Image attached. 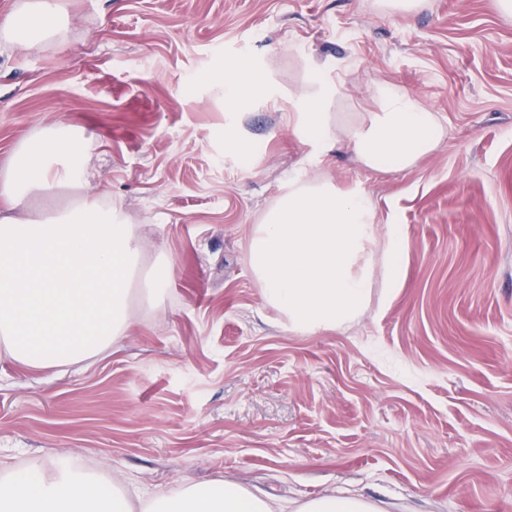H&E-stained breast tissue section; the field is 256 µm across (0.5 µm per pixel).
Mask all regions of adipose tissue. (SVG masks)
<instances>
[{
	"label": "adipose tissue",
	"mask_w": 512,
	"mask_h": 512,
	"mask_svg": "<svg viewBox=\"0 0 512 512\" xmlns=\"http://www.w3.org/2000/svg\"><path fill=\"white\" fill-rule=\"evenodd\" d=\"M61 0H17L0 25V42L31 49L61 39ZM339 89L313 77L290 97L293 132L315 161L349 149L371 171L402 170L431 152L442 128L427 106L391 86H377L373 108L351 122L331 108ZM81 133L61 122L24 142L0 172V360L32 369L61 368L105 355L128 329L138 299L160 306L171 278L154 262L147 287L133 278L142 263L131 225L111 204L83 193ZM70 191L62 208L39 212L36 199ZM377 214L354 185L300 173L254 226L248 263L267 307L291 330L318 333L368 307L376 268L388 287L401 283L398 225L379 235ZM241 485L213 481L166 496L130 494L119 479L35 459L0 465V512H274Z\"/></svg>",
	"instance_id": "1"
}]
</instances>
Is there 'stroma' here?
I'll return each mask as SVG.
<instances>
[{
    "label": "stroma",
    "instance_id": "1",
    "mask_svg": "<svg viewBox=\"0 0 512 512\" xmlns=\"http://www.w3.org/2000/svg\"><path fill=\"white\" fill-rule=\"evenodd\" d=\"M62 43L0 49V168L58 122L85 132V191L166 256L160 308L111 352L0 361V460L77 459L149 491L227 480L293 512L336 493L388 512H512V17L496 0H74ZM251 66L265 93L224 107ZM351 120L376 86L444 129L410 168L321 169L397 224L403 282L356 320L294 332L246 259L307 163L289 94L314 70ZM241 146L224 147L227 126Z\"/></svg>",
    "mask_w": 512,
    "mask_h": 512
}]
</instances>
